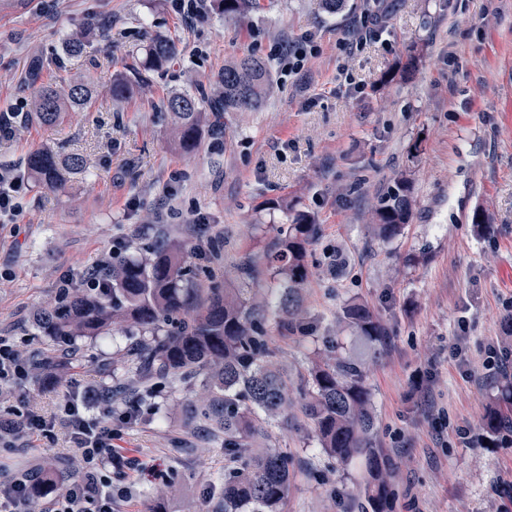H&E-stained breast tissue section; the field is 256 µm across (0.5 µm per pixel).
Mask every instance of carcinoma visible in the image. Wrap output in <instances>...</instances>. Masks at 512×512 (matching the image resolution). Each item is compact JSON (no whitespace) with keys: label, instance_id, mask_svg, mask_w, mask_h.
I'll use <instances>...</instances> for the list:
<instances>
[{"label":"carcinoma","instance_id":"1","mask_svg":"<svg viewBox=\"0 0 512 512\" xmlns=\"http://www.w3.org/2000/svg\"><path fill=\"white\" fill-rule=\"evenodd\" d=\"M226 17H246L263 9V0H215ZM90 21L74 32L65 51L78 54L97 35ZM176 41L168 36L149 38L142 58L133 60L128 74L112 79V100L131 97L148 74L179 57ZM217 98L205 101L189 92H172L161 101L168 117L169 136L186 156L201 145L205 126L216 128L229 112H255L266 102L272 85L270 66L245 54L224 65ZM93 94L89 82L71 79L63 86L44 85L32 101L31 120L55 125ZM84 155L65 157L50 149H35L26 158V170L43 187L59 190L71 177L86 170ZM412 185L401 177L377 197L372 227L386 241L395 238L411 214ZM317 234L313 218L295 212L272 237H254L247 245L238 272L244 283L255 281L257 260L270 279L284 282L277 311L299 321V288L309 277L308 249ZM188 255L177 245L112 258L105 286L97 290L67 288L53 304L41 310L35 325L49 337L54 351L73 347L78 337H98L121 331L134 336L124 356L127 373L139 381L156 379L188 383L208 376L202 404L191 417L224 434V457L229 465L218 487L221 512H285L291 458L280 448H261L271 436L278 416L288 406V377L270 361L266 324L270 308L249 302L246 288H224L213 273L200 278L187 264ZM348 323L370 342L387 335L385 323L368 306L346 308ZM504 404L483 416L486 430L497 434L512 419V380H506ZM302 409L314 425L321 448L341 463L365 458L370 482L366 487L371 512H386L389 491L385 462L373 448L372 395L361 366L340 355L317 360L309 372Z\"/></svg>","mask_w":512,"mask_h":512}]
</instances>
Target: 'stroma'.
<instances>
[{"instance_id":"35a3bbf8","label":"stroma","mask_w":512,"mask_h":512,"mask_svg":"<svg viewBox=\"0 0 512 512\" xmlns=\"http://www.w3.org/2000/svg\"><path fill=\"white\" fill-rule=\"evenodd\" d=\"M366 0L329 14L318 0H265L246 19L209 10L188 18L170 0H0V112L17 111L0 138V168L25 174L37 148L80 152L90 167L52 192L30 184L14 223L0 224V337L30 357L48 349L33 318L54 302L62 278H80L108 254L151 240L196 248V213L208 220L227 268L256 229L272 232L291 212L312 214L311 276L300 291L303 326L268 323L273 362L299 397L316 358L339 353L360 363L372 393L374 437L389 461V512H512V432L488 434L482 417L512 374V0H383L381 42L346 46ZM106 37L65 55L63 40L89 18ZM177 40L180 61L150 75L121 105L108 89L147 36ZM289 45L303 58L289 71L276 57ZM413 64H406L408 53ZM267 59L273 88L263 110L233 112L224 131H204L194 156L177 151L157 107L175 90L213 94L225 63ZM42 82L78 73L94 79L91 105L45 127L25 118ZM413 182L409 223L377 239L368 211L401 173ZM281 201L278 209L268 208ZM488 209L491 234L471 218ZM361 302L386 322L373 344L340 321ZM128 337L79 338L60 381L31 374L22 397H0V426L15 409L60 418L66 395L92 393L90 414L112 412L115 445L129 461L112 469L123 495L114 512H215L208 493L224 474L223 438L191 418L202 380L134 383L141 414L123 422V401L105 385L125 378ZM270 445L293 456L286 512H361L364 459L329 456L299 404L285 411ZM80 467L63 429L53 439L22 434L0 449V480L37 476L47 507ZM174 485L165 493V485Z\"/></svg>"}]
</instances>
